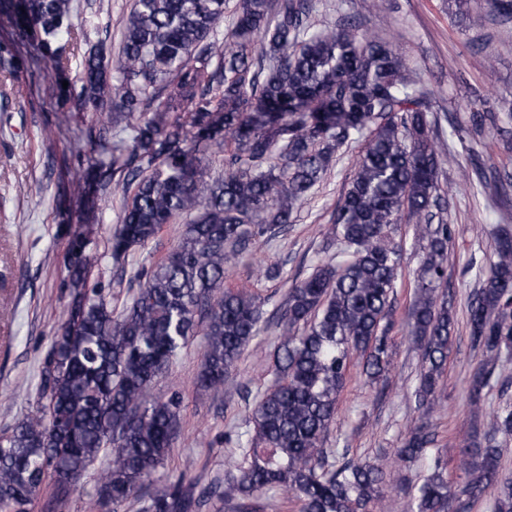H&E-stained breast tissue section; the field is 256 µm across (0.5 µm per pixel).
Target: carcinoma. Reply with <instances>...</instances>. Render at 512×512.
Masks as SVG:
<instances>
[{
    "mask_svg": "<svg viewBox=\"0 0 512 512\" xmlns=\"http://www.w3.org/2000/svg\"><path fill=\"white\" fill-rule=\"evenodd\" d=\"M226 0H134L122 47L84 54L75 106L102 127L131 131L118 140L112 173L122 189L112 259H127L163 225L193 218L159 263L137 269L138 288L117 309L104 289L86 287L97 256L79 230L69 238V301L42 360L39 414L0 436V512H34L36 495L55 512L87 466L111 456L92 508L105 512L144 499L145 512H200L204 503L239 499L234 512H257V493L281 491L299 512H373L386 464L329 462L324 438L354 359L375 380L390 361L384 325L401 275V251L385 230L404 218L425 241L423 272L409 311L408 336L423 351L413 395L428 415L439 406L438 379L451 347L452 317L438 288L448 267L450 225L433 224L445 190L443 165L458 164L431 113L430 92L407 74L404 57L358 25L317 28L311 0H240L230 35L221 33ZM29 40L67 80L80 34L71 0H0ZM115 112L104 111L105 107ZM361 143L353 177L326 235L342 249L288 291L274 382L251 410L253 434L237 439L239 476L197 490L182 474L154 479L179 427L181 399L155 394L159 376L204 327L200 387L224 394V381L258 336L265 301L224 286L227 268L253 240L292 223L336 150ZM224 153V178L207 169ZM471 343L481 360L469 404L482 408L491 369L512 354V231L499 230L493 259L468 308ZM512 435V409L493 413L489 443ZM435 442L414 428L400 454L425 455ZM500 451L476 444L460 458L462 485L440 463L417 485L409 512H448L494 491V512H512V476ZM156 485L145 490L150 480Z\"/></svg>",
    "mask_w": 512,
    "mask_h": 512,
    "instance_id": "carcinoma-1",
    "label": "carcinoma"
}]
</instances>
